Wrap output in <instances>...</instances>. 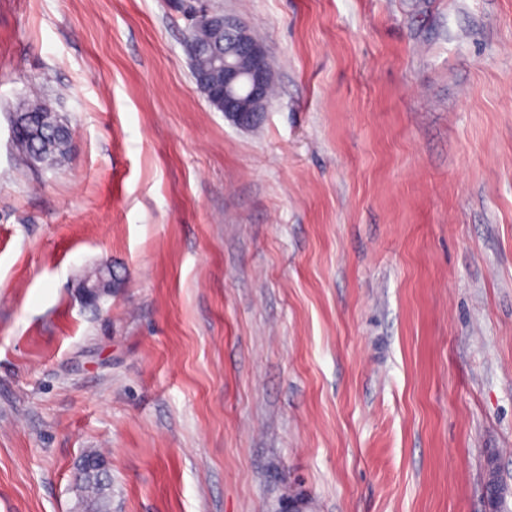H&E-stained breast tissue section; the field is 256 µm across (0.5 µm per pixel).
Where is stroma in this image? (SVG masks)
Segmentation results:
<instances>
[{
  "label": "stroma",
  "instance_id": "35a3bbf8",
  "mask_svg": "<svg viewBox=\"0 0 512 512\" xmlns=\"http://www.w3.org/2000/svg\"><path fill=\"white\" fill-rule=\"evenodd\" d=\"M0 0V512H512V0ZM39 93L69 159L27 165ZM112 290L94 305L79 273ZM194 17L199 26L224 30V57L218 62L223 81L208 74L198 77L207 86L209 97L221 104V109L208 98L195 79L196 72L211 69L207 54L191 56L197 88L211 106L224 112V117L237 126L247 128L255 125L269 104L268 89L273 79L266 64L265 46L244 25L224 14L201 8ZM18 119V149L27 161L45 167L63 163L71 153L72 135L69 126L40 97L20 100L13 112ZM16 124L12 134L16 140ZM108 270L98 268L86 274L79 283V288L86 302L94 303L97 297L110 292V280L107 277ZM83 487L87 492L86 503L91 512H108V503L111 498V484L109 480L101 483L94 475H82Z\"/></svg>",
  "mask_w": 512,
  "mask_h": 512
}]
</instances>
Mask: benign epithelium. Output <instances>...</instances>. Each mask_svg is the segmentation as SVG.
Masks as SVG:
<instances>
[{"instance_id": "obj_1", "label": "benign epithelium", "mask_w": 512, "mask_h": 512, "mask_svg": "<svg viewBox=\"0 0 512 512\" xmlns=\"http://www.w3.org/2000/svg\"><path fill=\"white\" fill-rule=\"evenodd\" d=\"M195 20L199 26L224 30V57L218 65L223 79L205 74L199 76V81L207 86L209 97L221 104L224 117L243 128L255 125L267 109L268 89L273 79L266 64L265 46L240 22L222 14L201 8L195 12ZM79 288L88 303L107 294L110 292L107 270L98 268L87 273ZM485 485L492 487V497H502L504 486L493 456L487 459Z\"/></svg>"}]
</instances>
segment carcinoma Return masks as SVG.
Returning <instances> with one entry per match:
<instances>
[{"label": "carcinoma", "mask_w": 512, "mask_h": 512, "mask_svg": "<svg viewBox=\"0 0 512 512\" xmlns=\"http://www.w3.org/2000/svg\"><path fill=\"white\" fill-rule=\"evenodd\" d=\"M13 119L18 121V149L27 161L54 167L68 159L72 146L70 128L45 100L37 96L20 100ZM81 480L90 512H108L110 482H101L94 475H83Z\"/></svg>", "instance_id": "obj_1"}]
</instances>
